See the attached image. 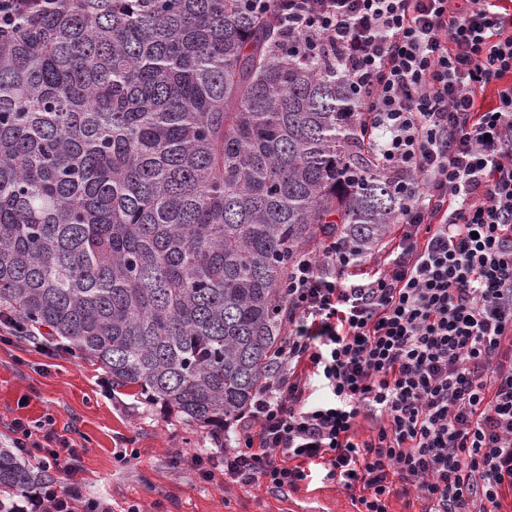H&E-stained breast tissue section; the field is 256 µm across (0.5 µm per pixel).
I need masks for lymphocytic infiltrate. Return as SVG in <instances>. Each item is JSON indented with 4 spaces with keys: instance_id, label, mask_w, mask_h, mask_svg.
<instances>
[{
    "instance_id": "lymphocytic-infiltrate-1",
    "label": "lymphocytic infiltrate",
    "mask_w": 512,
    "mask_h": 512,
    "mask_svg": "<svg viewBox=\"0 0 512 512\" xmlns=\"http://www.w3.org/2000/svg\"><path fill=\"white\" fill-rule=\"evenodd\" d=\"M354 90V120L402 177L400 235L362 280L329 237L288 271L282 369L250 413L258 436L196 458L281 491L311 464L388 512L393 480L428 512H500L512 490V0H245ZM496 85L491 106L477 95ZM328 390L309 403L298 369ZM379 417L359 441L360 415ZM13 446L58 473L36 512H111L85 498L80 455L14 422Z\"/></svg>"
}]
</instances>
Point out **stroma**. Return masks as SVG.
Segmentation results:
<instances>
[{
    "label": "stroma",
    "instance_id": "1",
    "mask_svg": "<svg viewBox=\"0 0 512 512\" xmlns=\"http://www.w3.org/2000/svg\"><path fill=\"white\" fill-rule=\"evenodd\" d=\"M104 378L93 362L48 355L27 337L0 342V448L12 445L14 419L52 420L80 451L85 494L112 512L132 502L143 512H357L350 493L319 464L284 492L261 482L201 479L191 457L220 451L208 430L145 403L134 389L105 391Z\"/></svg>",
    "mask_w": 512,
    "mask_h": 512
}]
</instances>
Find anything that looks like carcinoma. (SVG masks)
I'll use <instances>...</instances> for the list:
<instances>
[{"label":"carcinoma","instance_id":"1","mask_svg":"<svg viewBox=\"0 0 512 512\" xmlns=\"http://www.w3.org/2000/svg\"><path fill=\"white\" fill-rule=\"evenodd\" d=\"M324 63L239 0H54L0 36V306L223 429L273 379L288 269L400 202ZM32 471L0 448V489Z\"/></svg>","mask_w":512,"mask_h":512}]
</instances>
